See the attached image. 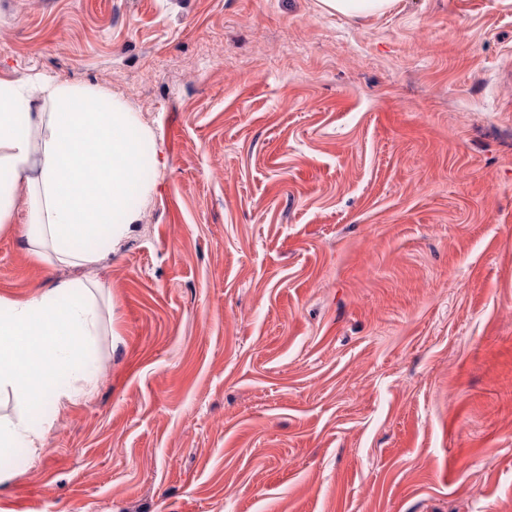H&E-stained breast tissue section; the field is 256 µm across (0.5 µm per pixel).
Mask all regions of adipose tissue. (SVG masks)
<instances>
[{"instance_id": "ef3b65f1", "label": "adipose tissue", "mask_w": 512, "mask_h": 512, "mask_svg": "<svg viewBox=\"0 0 512 512\" xmlns=\"http://www.w3.org/2000/svg\"><path fill=\"white\" fill-rule=\"evenodd\" d=\"M151 134L111 96L43 78L0 79V231L18 207L30 257L66 266L101 261L135 220ZM93 289L56 282L22 299L0 297V392L65 410L88 395L99 328ZM47 425L0 417V455L41 448Z\"/></svg>"}]
</instances>
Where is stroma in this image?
Here are the masks:
<instances>
[{"mask_svg":"<svg viewBox=\"0 0 512 512\" xmlns=\"http://www.w3.org/2000/svg\"><path fill=\"white\" fill-rule=\"evenodd\" d=\"M152 133L90 399L0 512H512V0H0V79ZM329 11L351 17H371L383 14L393 0H321Z\"/></svg>","mask_w":512,"mask_h":512,"instance_id":"35a3bbf8","label":"stroma"}]
</instances>
